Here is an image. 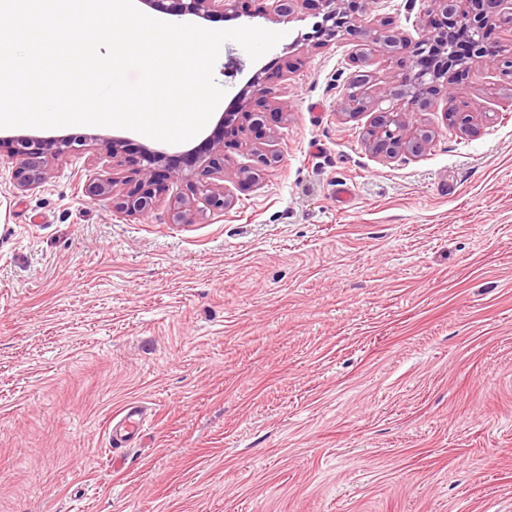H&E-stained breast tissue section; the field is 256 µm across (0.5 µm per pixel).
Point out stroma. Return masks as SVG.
<instances>
[{"label": "stroma", "instance_id": "stroma-1", "mask_svg": "<svg viewBox=\"0 0 512 512\" xmlns=\"http://www.w3.org/2000/svg\"><path fill=\"white\" fill-rule=\"evenodd\" d=\"M271 5L203 23L283 34L215 63L225 106L261 68L291 106L264 140L225 133L224 210L171 223L186 179L145 217L86 196L134 170L128 129L64 127L128 138L124 165L100 145L26 192L0 158V512H512V80L457 73L409 115L428 147L377 158L372 113L337 104L407 57L316 46L313 5ZM428 9L378 12L410 33ZM465 102L478 135L446 121ZM258 147L276 161L242 180ZM130 402L145 432L112 448Z\"/></svg>", "mask_w": 512, "mask_h": 512}]
</instances>
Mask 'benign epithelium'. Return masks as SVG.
Instances as JSON below:
<instances>
[{"mask_svg": "<svg viewBox=\"0 0 512 512\" xmlns=\"http://www.w3.org/2000/svg\"><path fill=\"white\" fill-rule=\"evenodd\" d=\"M324 11L323 21L316 27V45L323 46L336 39L339 33L359 35L380 45L391 58H396L406 46L413 47L409 73L395 80L383 91L372 106L360 100L355 92L370 83L368 72L356 69L338 104L342 114L352 117L368 110L375 113L370 122L369 147L372 152L385 159L402 154L422 153L433 138L428 129L413 128L407 114L417 109L424 110L431 99L438 95L440 87L449 83V65H457L460 71H469L478 66L500 68L512 76V57L500 59L490 55L486 43L488 30L506 19L512 23V0H430L433 19L430 24L416 29V35L409 36L390 27L376 14V0H316ZM152 8L174 16H195L207 18L216 13L223 15L235 11L236 0H142ZM462 31L468 34L470 50L466 57L458 59L452 52L453 35ZM271 88L267 86L265 70H258L235 98L234 110L224 113L219 126L230 128L247 124L260 140L266 135V114L278 118L288 115V101L279 100L270 104ZM390 101L392 105L382 108L380 102ZM102 141L112 161L120 163L126 154V140L119 137L103 139L99 135L83 137L18 134L6 139L0 138V150H6L16 160L15 179L17 188L26 191L45 181L50 167L71 156L79 155ZM203 150H188L174 159L162 150L144 146L140 150L143 161L135 169L134 177L125 181L124 193L113 197L114 178L97 176L88 180L87 196L93 200L112 198V204L124 213L144 216L151 212L165 191V186L156 178L157 168L167 169L171 178L186 177L184 168L193 169L197 181L191 184L192 194L203 195L215 210L224 209L226 198L224 185V138L215 134L205 142ZM199 212L189 198L175 200L171 208L174 224H193Z\"/></svg>", "mask_w": 512, "mask_h": 512, "instance_id": "obj_1", "label": "benign epithelium"}]
</instances>
